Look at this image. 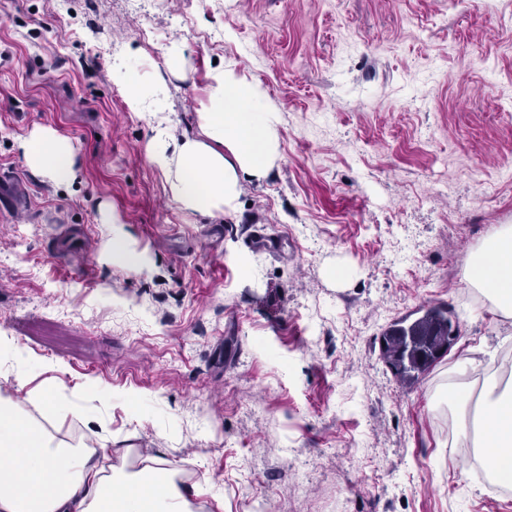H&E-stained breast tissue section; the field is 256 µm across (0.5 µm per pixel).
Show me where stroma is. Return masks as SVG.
<instances>
[{
	"label": "stroma",
	"instance_id": "stroma-1",
	"mask_svg": "<svg viewBox=\"0 0 512 512\" xmlns=\"http://www.w3.org/2000/svg\"><path fill=\"white\" fill-rule=\"evenodd\" d=\"M118 61L163 77L178 138L233 65L264 90L275 165L233 210L184 213ZM42 128L74 144L73 181L26 164ZM510 165L512 0H0V393L93 386L59 438L165 458L202 483L198 512H512L449 453L442 396L512 351L463 284L512 225ZM114 232L141 271L103 252ZM437 303L458 338L399 382L380 336Z\"/></svg>",
	"mask_w": 512,
	"mask_h": 512
}]
</instances>
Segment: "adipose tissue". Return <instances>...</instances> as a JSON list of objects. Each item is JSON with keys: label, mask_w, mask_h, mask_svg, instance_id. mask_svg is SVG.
<instances>
[{"label": "adipose tissue", "mask_w": 512, "mask_h": 512, "mask_svg": "<svg viewBox=\"0 0 512 512\" xmlns=\"http://www.w3.org/2000/svg\"><path fill=\"white\" fill-rule=\"evenodd\" d=\"M126 101L153 117L149 160L165 175L173 198L187 213L215 215L233 209L244 177L264 178L277 160L278 135L260 87L232 67L216 69L198 114L200 137L171 135L157 84L116 67ZM35 172L55 183L75 176L73 143L51 130L35 131L22 144ZM466 287L481 292L493 312L512 318V225H500L468 258ZM463 431L487 457L499 482L512 485V379L484 377L478 394L453 390ZM85 386L32 393L31 416L0 394V512H195L200 484H186L168 461L153 457L130 470L102 467L99 451L58 439L50 426L66 414L82 415Z\"/></svg>", "instance_id": "adipose-tissue-1"}]
</instances>
